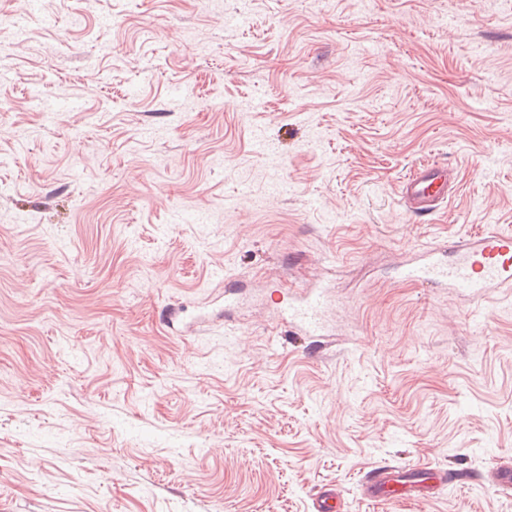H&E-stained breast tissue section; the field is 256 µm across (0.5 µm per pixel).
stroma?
Masks as SVG:
<instances>
[{"mask_svg":"<svg viewBox=\"0 0 512 512\" xmlns=\"http://www.w3.org/2000/svg\"><path fill=\"white\" fill-rule=\"evenodd\" d=\"M0 13V512H512V295L400 277L512 230V0ZM432 162L457 186L419 223ZM305 288L298 341L269 295ZM388 462L448 481L366 495ZM453 170L447 166L419 168L402 183L400 196L410 212L418 218L428 217L434 209L445 202L455 186ZM325 307V294L318 289L296 305L281 309L280 316L293 336H322Z\"/></svg>","mask_w":512,"mask_h":512,"instance_id":"obj_1","label":"stroma"}]
</instances>
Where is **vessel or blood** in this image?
<instances>
[{"label":"vessel or blood","instance_id":"obj_1","mask_svg":"<svg viewBox=\"0 0 512 512\" xmlns=\"http://www.w3.org/2000/svg\"><path fill=\"white\" fill-rule=\"evenodd\" d=\"M454 189L451 168L430 165L413 171L402 183L400 196L410 212L419 218L428 217L445 202ZM455 259L443 263L436 257L435 247L428 246L405 258L403 279L441 282L462 293L471 302H478L498 292L512 291V234L499 231H478L452 245ZM326 298L315 290L297 304L281 309L280 316L294 336H320L324 333ZM447 478L438 471L425 478H412L401 468L382 465L366 479L371 494L389 499H408L430 494Z\"/></svg>","mask_w":512,"mask_h":512}]
</instances>
